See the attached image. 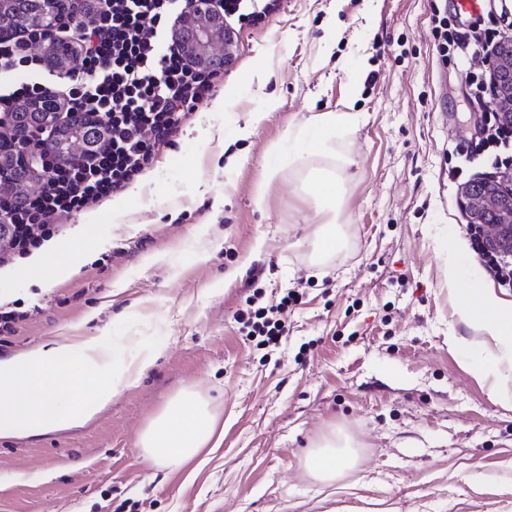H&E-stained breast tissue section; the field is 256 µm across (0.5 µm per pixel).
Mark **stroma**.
Segmentation results:
<instances>
[{
  "mask_svg": "<svg viewBox=\"0 0 512 512\" xmlns=\"http://www.w3.org/2000/svg\"><path fill=\"white\" fill-rule=\"evenodd\" d=\"M437 13L512 40V0H487L475 21L454 18L452 0H277L119 194L121 213L98 204L65 227L99 240L75 273L0 280V301L38 308L0 335V358L84 335L118 362L155 354L85 426L0 439V512H512V381L493 397L448 342L481 340L456 313L472 279L506 300L512 288L466 230L462 188L494 173V155L474 153L482 70L463 75L439 52ZM336 111L357 121L341 141L340 244L324 254L305 185L336 159L289 160L288 138ZM289 291L287 342L257 346L244 321ZM185 390L224 438L154 466L140 436ZM334 427L355 464L321 483L304 456Z\"/></svg>",
  "mask_w": 512,
  "mask_h": 512,
  "instance_id": "obj_1",
  "label": "stroma"
}]
</instances>
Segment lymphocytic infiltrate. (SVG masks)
I'll use <instances>...</instances> for the list:
<instances>
[{"label": "lymphocytic infiltrate", "instance_id": "1", "mask_svg": "<svg viewBox=\"0 0 512 512\" xmlns=\"http://www.w3.org/2000/svg\"><path fill=\"white\" fill-rule=\"evenodd\" d=\"M186 7V0H93L89 20L58 31V39L76 46L80 61L68 75V109L101 118L106 137L75 164L36 152L39 185L23 189L21 204L0 196V241L8 243L0 264L29 255L72 216L121 193L212 90L218 69L196 68L172 38ZM43 39L32 32L21 43L0 40V72L42 71L37 48ZM297 301L289 291L258 308L246 323L249 337L280 347L288 338L281 315Z\"/></svg>", "mask_w": 512, "mask_h": 512}]
</instances>
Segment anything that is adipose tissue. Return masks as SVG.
Segmentation results:
<instances>
[{"label":"adipose tissue","mask_w":512,"mask_h":512,"mask_svg":"<svg viewBox=\"0 0 512 512\" xmlns=\"http://www.w3.org/2000/svg\"><path fill=\"white\" fill-rule=\"evenodd\" d=\"M355 121L349 112L312 116L295 137L298 145L330 152ZM96 238L75 233L70 242L51 241L32 254L28 263L53 276L71 274L68 249L93 251ZM475 301H461L457 313L483 337L480 347L453 336L449 342L473 352L475 376L503 383L512 374V301L488 285L475 288ZM154 361L145 354L127 363L114 362L101 337L84 336L75 342H48L36 350L0 360V438L38 436L80 427L107 407L120 387L134 382ZM224 435L219 418L193 393L172 398L147 427L140 445L147 460L158 465L184 464ZM353 464L351 444L336 434L313 445L306 466L314 478L332 482Z\"/></svg>","instance_id":"ef3b65f1"}]
</instances>
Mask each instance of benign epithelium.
<instances>
[{
	"label": "benign epithelium",
	"mask_w": 512,
	"mask_h": 512,
	"mask_svg": "<svg viewBox=\"0 0 512 512\" xmlns=\"http://www.w3.org/2000/svg\"><path fill=\"white\" fill-rule=\"evenodd\" d=\"M35 19L23 21L9 8V0H0V32L35 30L42 32L43 51L59 44L56 31L76 16L73 0H36ZM220 15L212 12L203 0H191L183 14L181 26L185 32L183 50L200 65L228 58L233 54V42L224 39ZM482 68L496 91L491 105L496 126L512 131V43L500 42L482 58ZM41 112L49 114L54 123L61 112V102L49 90L27 99ZM38 136L32 130L26 138L0 139V151L10 152L29 165L32 148ZM464 205L469 224L475 229L482 246L491 250H512V169L491 175L478 183H469L463 189Z\"/></svg>",
	"instance_id": "benign-epithelium-1"
}]
</instances>
